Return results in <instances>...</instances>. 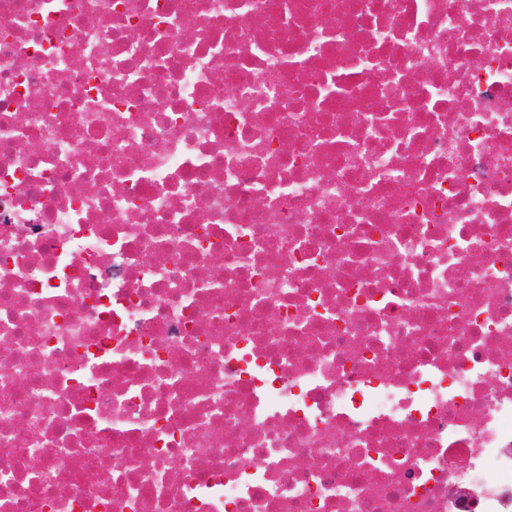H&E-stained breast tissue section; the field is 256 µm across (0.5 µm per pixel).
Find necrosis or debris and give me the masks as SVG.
Segmentation results:
<instances>
[{
    "label": "necrosis or debris",
    "mask_w": 512,
    "mask_h": 512,
    "mask_svg": "<svg viewBox=\"0 0 512 512\" xmlns=\"http://www.w3.org/2000/svg\"><path fill=\"white\" fill-rule=\"evenodd\" d=\"M0 512H512V0H0Z\"/></svg>",
    "instance_id": "1"
}]
</instances>
